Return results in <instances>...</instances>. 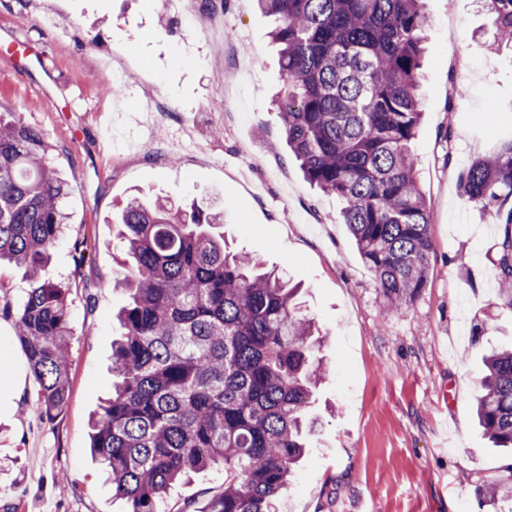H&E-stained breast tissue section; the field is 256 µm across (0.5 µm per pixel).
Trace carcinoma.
Here are the masks:
<instances>
[{"label":"carcinoma","instance_id":"1","mask_svg":"<svg viewBox=\"0 0 512 512\" xmlns=\"http://www.w3.org/2000/svg\"><path fill=\"white\" fill-rule=\"evenodd\" d=\"M278 24L288 94L279 101L288 146L307 180L343 204L347 224L383 294V314L424 288L431 212L410 144L422 117L418 83L429 18L423 0H257ZM489 48L512 49V0H482ZM457 126L440 133L452 163ZM459 193L505 226L496 259L512 288V138L457 176ZM68 182L54 148L22 112L0 113V264L29 274L14 314L47 416L69 397V286L41 277L65 224ZM224 212L135 198L121 216L126 258L112 282L129 302L112 342V392L91 420L92 453L127 512H167L177 483L213 466L224 491L203 512H274L302 458L307 409L328 375L315 321L295 289L257 272L251 254L224 248ZM476 413L482 433L512 456V348L483 356ZM506 479L478 488L512 501Z\"/></svg>","mask_w":512,"mask_h":512}]
</instances>
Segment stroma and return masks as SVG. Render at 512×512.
Returning <instances> with one entry per match:
<instances>
[{
    "label": "stroma",
    "instance_id": "35a3bbf8",
    "mask_svg": "<svg viewBox=\"0 0 512 512\" xmlns=\"http://www.w3.org/2000/svg\"><path fill=\"white\" fill-rule=\"evenodd\" d=\"M430 19L412 141L433 213L425 288L383 315V297L336 197L293 159L274 103L286 85L255 0H213L224 31L154 0H0V109L46 134L69 182L68 230L43 275L70 285L69 399L46 417L14 321L0 316V512H125L90 449L112 384L123 261L115 219L135 196L224 213L231 251L260 257L299 286L330 367L309 410L310 448L278 512H498L478 485L504 458L474 416L486 351L512 346V308L494 259L504 227L460 196L457 174L512 137V50L491 51L478 0H424ZM54 25L42 27V15ZM120 71V95L101 93ZM502 116L485 125L484 113ZM455 120L445 150L439 134ZM452 162H445V153ZM86 260L75 266L72 243ZM224 488L209 470L174 486L170 512Z\"/></svg>",
    "mask_w": 512,
    "mask_h": 512
}]
</instances>
